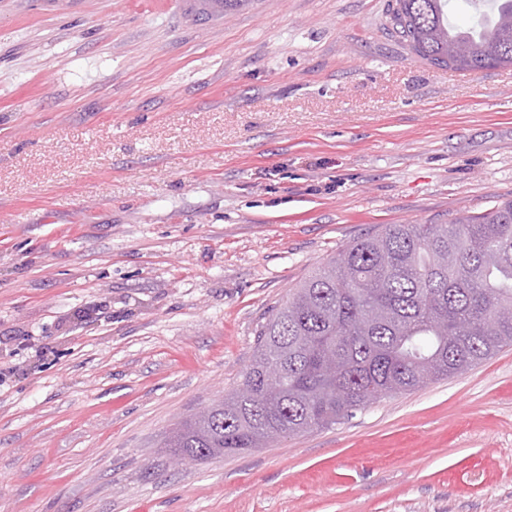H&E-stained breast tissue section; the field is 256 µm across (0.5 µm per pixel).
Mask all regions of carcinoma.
Listing matches in <instances>:
<instances>
[{"label": "carcinoma", "mask_w": 512, "mask_h": 512, "mask_svg": "<svg viewBox=\"0 0 512 512\" xmlns=\"http://www.w3.org/2000/svg\"><path fill=\"white\" fill-rule=\"evenodd\" d=\"M389 0V33L435 67L512 66V0ZM512 346V200L451 224H388L290 290L258 332L241 388L181 422L164 443L204 461L329 428ZM276 363L279 373L270 374Z\"/></svg>", "instance_id": "obj_1"}]
</instances>
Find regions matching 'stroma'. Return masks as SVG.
Returning <instances> with one entry per match:
<instances>
[{"label":"stroma","instance_id":"stroma-1","mask_svg":"<svg viewBox=\"0 0 512 512\" xmlns=\"http://www.w3.org/2000/svg\"><path fill=\"white\" fill-rule=\"evenodd\" d=\"M388 0H0V512H512V346L335 426L175 465L290 289L512 200V68Z\"/></svg>","mask_w":512,"mask_h":512}]
</instances>
